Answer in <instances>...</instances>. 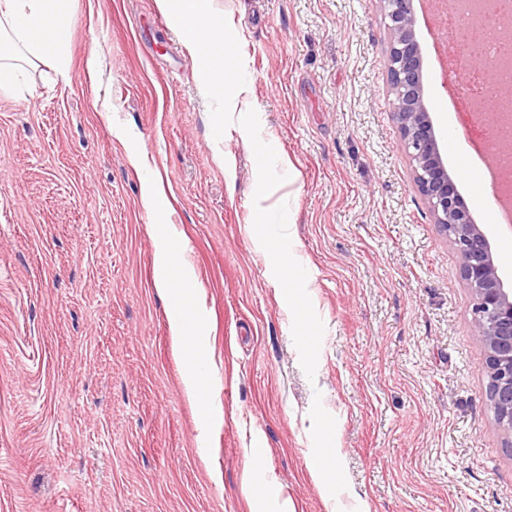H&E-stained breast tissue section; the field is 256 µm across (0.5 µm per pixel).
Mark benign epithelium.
<instances>
[{"mask_svg": "<svg viewBox=\"0 0 512 512\" xmlns=\"http://www.w3.org/2000/svg\"><path fill=\"white\" fill-rule=\"evenodd\" d=\"M379 3L390 32L388 80L404 152L434 223L461 258L460 276L474 298L472 327L485 349L488 398L496 424L506 436L507 446L512 447V289L504 287L488 236L473 222L440 153L424 98L413 0ZM481 11L499 37L509 38L493 0H484ZM466 57L472 69L488 76V86L500 93V104H512V87L496 83L500 69L512 65V54L505 53L492 67L475 47Z\"/></svg>", "mask_w": 512, "mask_h": 512, "instance_id": "1", "label": "benign epithelium"}]
</instances>
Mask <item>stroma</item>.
<instances>
[{
  "instance_id": "obj_1",
  "label": "stroma",
  "mask_w": 512,
  "mask_h": 512,
  "mask_svg": "<svg viewBox=\"0 0 512 512\" xmlns=\"http://www.w3.org/2000/svg\"><path fill=\"white\" fill-rule=\"evenodd\" d=\"M232 19L261 137L286 181L255 199L237 125L214 138L198 63L156 0H68L67 74L26 64L0 93V512H250L246 453L294 512H512V449L487 399L460 257L417 191L394 119L376 0H213ZM423 84L464 189L471 118L416 0ZM100 58L89 76V51ZM155 179L170 206L141 204ZM289 205L325 325L307 377L254 209ZM200 295L202 426L154 285L155 224ZM334 438V486L310 457Z\"/></svg>"
}]
</instances>
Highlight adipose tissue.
<instances>
[{
    "instance_id": "obj_1",
    "label": "adipose tissue",
    "mask_w": 512,
    "mask_h": 512,
    "mask_svg": "<svg viewBox=\"0 0 512 512\" xmlns=\"http://www.w3.org/2000/svg\"><path fill=\"white\" fill-rule=\"evenodd\" d=\"M72 38L63 6L52 0H0V91L16 90L22 62L51 60L65 64ZM155 286L167 296L172 336L185 349L189 370L185 383L203 417H211V396L202 381L206 368L199 358L204 336L196 318L201 300L187 262L173 263L174 234L167 225L157 227Z\"/></svg>"
}]
</instances>
